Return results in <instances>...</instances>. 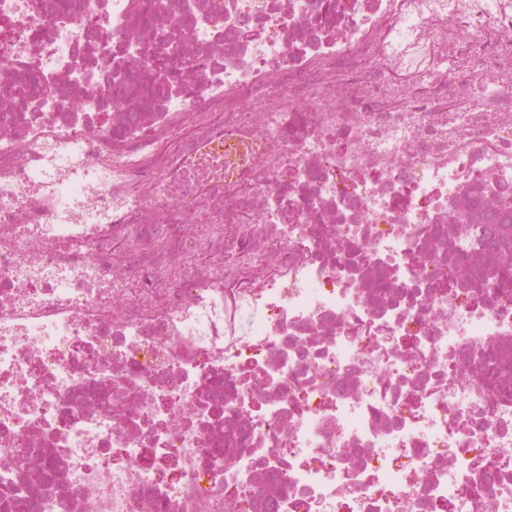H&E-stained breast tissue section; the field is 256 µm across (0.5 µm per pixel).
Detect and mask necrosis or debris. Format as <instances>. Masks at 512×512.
<instances>
[{
    "label": "necrosis or debris",
    "instance_id": "obj_1",
    "mask_svg": "<svg viewBox=\"0 0 512 512\" xmlns=\"http://www.w3.org/2000/svg\"><path fill=\"white\" fill-rule=\"evenodd\" d=\"M48 2L0 0L7 512H512V301L454 262L512 211V0Z\"/></svg>",
    "mask_w": 512,
    "mask_h": 512
}]
</instances>
